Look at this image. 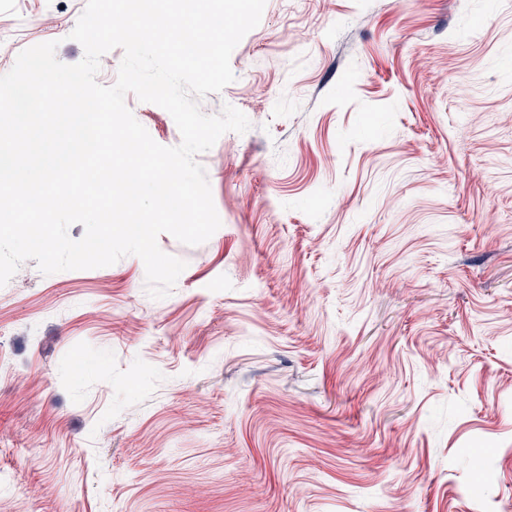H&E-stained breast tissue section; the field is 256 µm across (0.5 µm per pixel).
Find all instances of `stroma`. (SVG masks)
<instances>
[{
  "instance_id": "obj_1",
  "label": "stroma",
  "mask_w": 512,
  "mask_h": 512,
  "mask_svg": "<svg viewBox=\"0 0 512 512\" xmlns=\"http://www.w3.org/2000/svg\"><path fill=\"white\" fill-rule=\"evenodd\" d=\"M87 0H0V75ZM512 0H266L220 228L0 287V512H512ZM160 145V106L125 97Z\"/></svg>"
}]
</instances>
